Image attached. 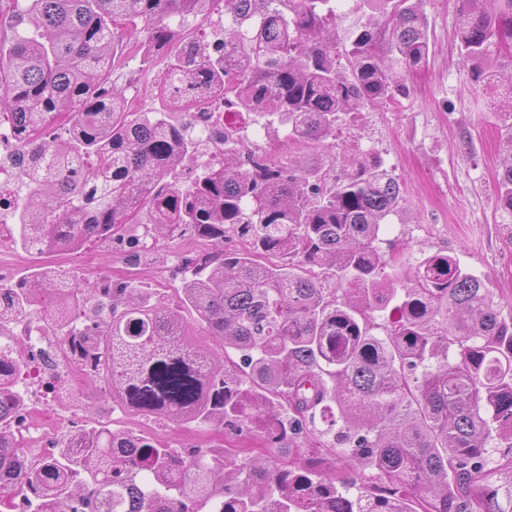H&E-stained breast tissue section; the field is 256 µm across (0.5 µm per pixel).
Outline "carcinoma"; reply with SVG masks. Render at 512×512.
I'll list each match as a JSON object with an SVG mask.
<instances>
[{"label": "carcinoma", "mask_w": 512, "mask_h": 512, "mask_svg": "<svg viewBox=\"0 0 512 512\" xmlns=\"http://www.w3.org/2000/svg\"><path fill=\"white\" fill-rule=\"evenodd\" d=\"M0 15V141L13 179L0 206L12 243L76 251L93 239L133 264L187 234L205 248L183 260L179 305L135 281L77 280L41 269L0 279V331L19 319L57 336L112 400L199 429H261L262 453L161 446L99 421L29 449L17 464L27 367L0 348V499L20 512H500L489 481L498 445L512 448V319L454 253L422 254L408 272L382 250L380 226L402 209L399 180L378 156L336 175L297 156L242 152L220 123L200 137L180 99L211 120L217 104L336 147L362 108L410 95L429 54L423 0H364L374 10L338 61L334 0H5ZM219 30L222 42L189 37ZM144 34V66L164 54L128 109L112 83L127 30ZM456 38L476 78L512 39V0H462ZM216 145L218 161L198 162ZM512 217V141L498 177ZM231 236L246 245L224 249ZM194 321L218 342L196 344ZM384 318L373 333L369 314ZM321 421L327 452L368 471L374 491L302 458L284 442Z\"/></svg>", "instance_id": "carcinoma-1"}]
</instances>
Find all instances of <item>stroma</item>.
<instances>
[{
    "label": "stroma",
    "instance_id": "stroma-1",
    "mask_svg": "<svg viewBox=\"0 0 512 512\" xmlns=\"http://www.w3.org/2000/svg\"><path fill=\"white\" fill-rule=\"evenodd\" d=\"M461 0H428L430 54L425 67L408 80L409 97L383 107H366L336 129V161L348 169L350 157L376 155L398 176L404 210L392 217L383 237L393 251L413 259L420 252L457 253L465 268L481 276L512 316V224L503 223L497 202V176L504 149L512 141V115L501 106L512 89V56L493 60L502 80L475 83L460 56L456 29ZM192 236L158 247L155 261L127 265L119 250L87 242L73 252L35 255L0 241V275L26 279L37 268H60L83 280L105 276L130 279L169 295L188 277L181 259L202 250ZM83 394L96 414L113 412L119 426L174 448L261 446L258 431L218 428L199 432L191 426L157 422L132 411L116 410L102 396L99 382H83Z\"/></svg>",
    "mask_w": 512,
    "mask_h": 512
}]
</instances>
